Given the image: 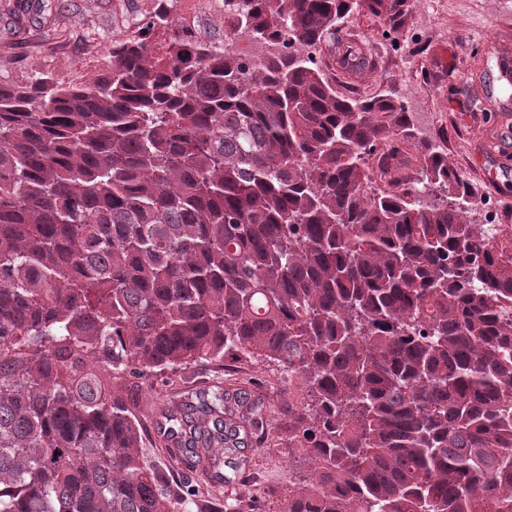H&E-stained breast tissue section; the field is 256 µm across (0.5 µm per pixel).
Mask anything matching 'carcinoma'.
I'll return each instance as SVG.
<instances>
[{"label": "carcinoma", "mask_w": 512, "mask_h": 512, "mask_svg": "<svg viewBox=\"0 0 512 512\" xmlns=\"http://www.w3.org/2000/svg\"><path fill=\"white\" fill-rule=\"evenodd\" d=\"M408 0H224L283 51L248 70L159 9L105 72L0 85V512H178L137 380L265 361L299 381L286 512H512V236L467 219L445 139L408 180L407 107L336 90L340 34ZM263 403L213 385L158 423L170 467L233 483ZM214 512H259L241 496Z\"/></svg>", "instance_id": "1"}]
</instances>
